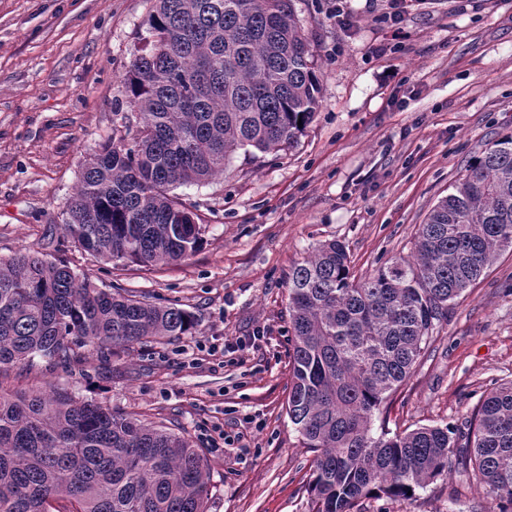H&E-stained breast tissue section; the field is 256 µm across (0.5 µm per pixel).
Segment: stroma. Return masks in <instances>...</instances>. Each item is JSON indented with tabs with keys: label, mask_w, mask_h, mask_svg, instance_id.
<instances>
[{
	"label": "stroma",
	"mask_w": 512,
	"mask_h": 512,
	"mask_svg": "<svg viewBox=\"0 0 512 512\" xmlns=\"http://www.w3.org/2000/svg\"><path fill=\"white\" fill-rule=\"evenodd\" d=\"M350 15L336 20V7ZM311 39L321 107L278 153H236L221 176L176 188L205 227L178 264L114 265L65 237L63 211L113 129L135 128L122 78L147 35L150 0H0V258L63 257L99 287L194 314L192 334L135 346L111 379L41 368L26 388L94 391L103 405L183 433L208 467L207 512H312L314 454L288 417V273L319 244H345L356 278L411 253L418 224L471 158L512 133V0H292ZM373 431L464 426L512 380V251L448 319ZM243 340L244 361L224 357ZM239 437L215 447L214 425ZM451 470L409 500L356 512H493Z\"/></svg>",
	"instance_id": "35a3bbf8"
}]
</instances>
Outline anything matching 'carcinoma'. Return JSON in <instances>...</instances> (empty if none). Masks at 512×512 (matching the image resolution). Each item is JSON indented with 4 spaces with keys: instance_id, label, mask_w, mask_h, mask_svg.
<instances>
[{
    "instance_id": "obj_1",
    "label": "carcinoma",
    "mask_w": 512,
    "mask_h": 512,
    "mask_svg": "<svg viewBox=\"0 0 512 512\" xmlns=\"http://www.w3.org/2000/svg\"><path fill=\"white\" fill-rule=\"evenodd\" d=\"M146 47L124 85L133 137L113 130L85 164L64 234L108 263L189 259L203 226L170 194L224 172L232 155L292 146L320 107L315 54L292 0H153ZM512 251V134L490 140L418 225L411 256L362 281L346 246L320 244L288 273V416L315 452L313 512L474 472L512 512V380L481 399L468 432L446 425L372 433L388 395L425 355L448 306ZM183 308L113 294L39 251L0 259V512H206L207 463L165 426L65 389L12 386L94 356L112 372L135 343L195 329Z\"/></svg>"
}]
</instances>
